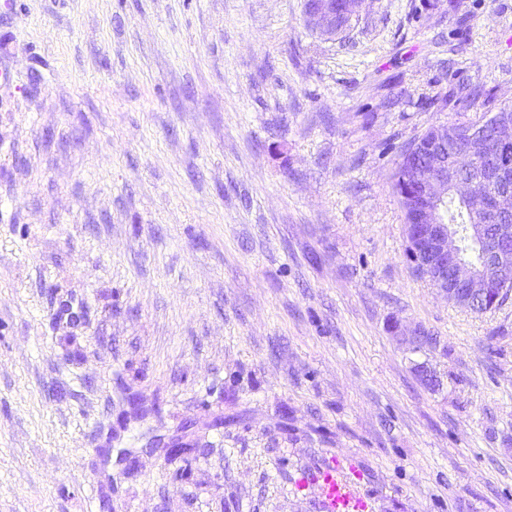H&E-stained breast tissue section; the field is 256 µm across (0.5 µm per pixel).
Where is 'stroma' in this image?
<instances>
[{"mask_svg":"<svg viewBox=\"0 0 512 512\" xmlns=\"http://www.w3.org/2000/svg\"><path fill=\"white\" fill-rule=\"evenodd\" d=\"M510 103L512 0H0V512H512V297L393 185ZM336 1H343L339 6ZM361 0H305L307 26L321 35L336 37L339 16H347L350 21L355 15L356 6ZM315 483L330 512H358L365 509L353 485L336 467L329 466L323 470Z\"/></svg>","mask_w":512,"mask_h":512,"instance_id":"obj_1","label":"stroma"}]
</instances>
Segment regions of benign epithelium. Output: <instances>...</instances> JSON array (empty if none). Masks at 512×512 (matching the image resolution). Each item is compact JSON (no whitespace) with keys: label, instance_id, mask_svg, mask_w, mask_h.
<instances>
[{"label":"benign epithelium","instance_id":"benign-epithelium-1","mask_svg":"<svg viewBox=\"0 0 512 512\" xmlns=\"http://www.w3.org/2000/svg\"><path fill=\"white\" fill-rule=\"evenodd\" d=\"M361 0H305L307 26L334 37L338 17H354ZM464 138L466 168L474 177H459L457 156L448 145ZM512 105H504L485 120L461 132L455 127H432L416 142L425 156L423 168L404 175L410 185L401 200L410 218L408 252L427 278L455 304L470 302L473 293L512 282ZM474 203L477 214L460 232L448 224V193Z\"/></svg>","mask_w":512,"mask_h":512}]
</instances>
